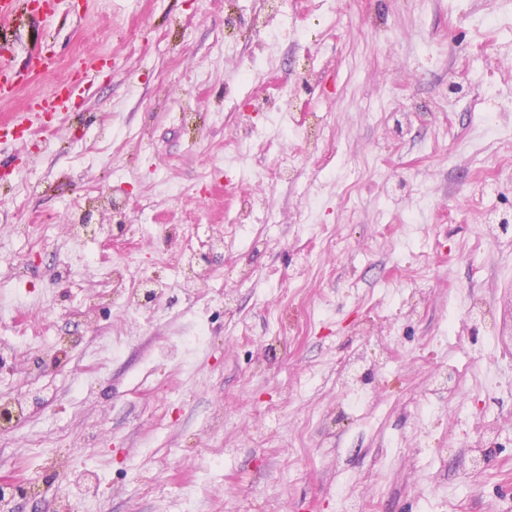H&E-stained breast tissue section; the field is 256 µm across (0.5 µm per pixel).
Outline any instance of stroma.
Instances as JSON below:
<instances>
[{
	"label": "stroma",
	"mask_w": 512,
	"mask_h": 512,
	"mask_svg": "<svg viewBox=\"0 0 512 512\" xmlns=\"http://www.w3.org/2000/svg\"><path fill=\"white\" fill-rule=\"evenodd\" d=\"M8 37L103 65L0 143L10 512H512V0H63ZM193 222L224 247L187 283ZM123 258L169 284L134 312Z\"/></svg>",
	"instance_id": "35a3bbf8"
}]
</instances>
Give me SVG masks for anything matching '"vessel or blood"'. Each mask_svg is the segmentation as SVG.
<instances>
[{"label":"vessel or blood","instance_id":"obj_1","mask_svg":"<svg viewBox=\"0 0 512 512\" xmlns=\"http://www.w3.org/2000/svg\"><path fill=\"white\" fill-rule=\"evenodd\" d=\"M98 61L80 62L74 69L72 77L57 83L44 95L28 100L24 118L0 117V139L23 140L29 136L53 131V121L66 112L68 103L75 100L77 94L84 91V77L88 71L99 70ZM55 69L54 62L43 51H36L29 57L27 75L24 80H17V69L13 53L7 45H0V103L14 100L24 85L35 83L50 76Z\"/></svg>","mask_w":512,"mask_h":512}]
</instances>
